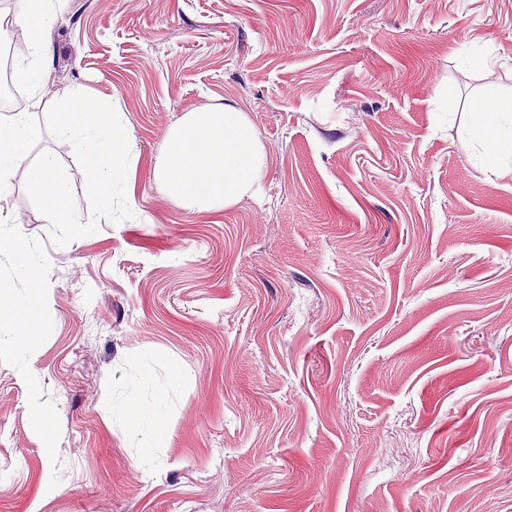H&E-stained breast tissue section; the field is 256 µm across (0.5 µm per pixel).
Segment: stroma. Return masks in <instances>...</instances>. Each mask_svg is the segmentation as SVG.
I'll return each mask as SVG.
<instances>
[{"label":"stroma","instance_id":"obj_1","mask_svg":"<svg viewBox=\"0 0 512 512\" xmlns=\"http://www.w3.org/2000/svg\"><path fill=\"white\" fill-rule=\"evenodd\" d=\"M50 55L35 120L112 104L133 215L60 247L28 167L0 199V309L36 319L0 328V512H512V172L470 134L512 99V0H66ZM218 104L265 163L187 211L156 163ZM160 386L149 448L112 404ZM12 305L14 313L12 315H1L0 328L3 325L12 326L22 335H25L28 328L26 321H28L33 310L32 303L30 301L14 300Z\"/></svg>","mask_w":512,"mask_h":512}]
</instances>
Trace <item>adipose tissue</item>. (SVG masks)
Here are the masks:
<instances>
[{"label": "adipose tissue", "instance_id": "obj_1", "mask_svg": "<svg viewBox=\"0 0 512 512\" xmlns=\"http://www.w3.org/2000/svg\"><path fill=\"white\" fill-rule=\"evenodd\" d=\"M59 0H24L15 19L27 38L30 52L15 63L17 76L31 97L44 94L49 78L47 46ZM472 133L491 155V173L512 169V153L499 149L512 142V102L478 97L472 102ZM42 136L32 112L23 109L0 115V198L12 189L13 172L22 166L28 149ZM263 146L243 112L230 105L203 106L185 113L170 127L166 149L156 166L157 182L179 207L192 211H219L250 195L264 166ZM165 396L157 394L149 408L136 395L113 407V416L133 417V429L153 439L165 412Z\"/></svg>", "mask_w": 512, "mask_h": 512}]
</instances>
